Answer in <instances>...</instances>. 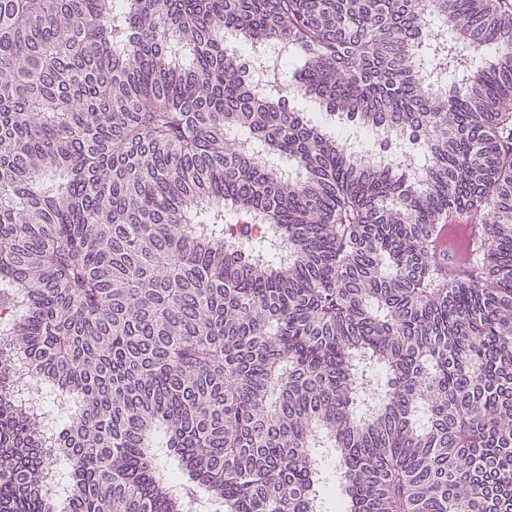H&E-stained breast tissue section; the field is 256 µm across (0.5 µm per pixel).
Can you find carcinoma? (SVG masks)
<instances>
[{
    "label": "carcinoma",
    "mask_w": 512,
    "mask_h": 512,
    "mask_svg": "<svg viewBox=\"0 0 512 512\" xmlns=\"http://www.w3.org/2000/svg\"><path fill=\"white\" fill-rule=\"evenodd\" d=\"M2 322L0 512H512V0H0Z\"/></svg>",
    "instance_id": "obj_1"
}]
</instances>
